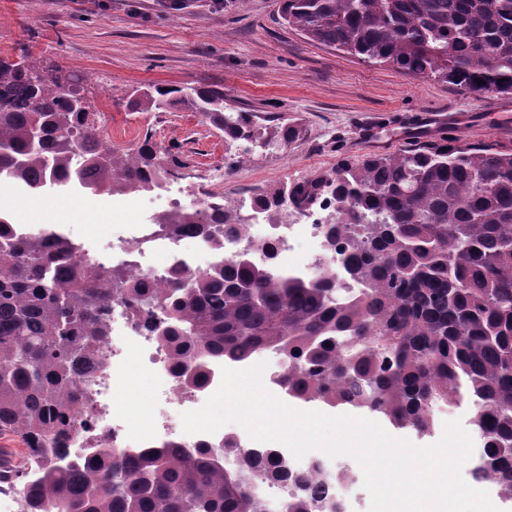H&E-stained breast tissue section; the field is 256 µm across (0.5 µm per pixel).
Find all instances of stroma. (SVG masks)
<instances>
[{
	"instance_id": "35a3bbf8",
	"label": "stroma",
	"mask_w": 512,
	"mask_h": 512,
	"mask_svg": "<svg viewBox=\"0 0 512 512\" xmlns=\"http://www.w3.org/2000/svg\"><path fill=\"white\" fill-rule=\"evenodd\" d=\"M282 2L182 0L173 10L170 0H0V56L94 73L84 95L112 145L130 151L148 141L165 162H177L167 190L186 205L215 193L226 208L247 212L251 197L274 186L316 180L347 159L400 152L411 144L400 130L428 112L463 115V127L445 126V139L512 151V94H466L309 41L283 22ZM155 85L223 90L226 112L251 113L262 126L293 123L301 137L242 154L197 113L130 107L134 91ZM165 209L153 194L55 189L44 197L0 184V210L13 223L56 227L87 243ZM154 391L140 369L114 398L145 425Z\"/></svg>"
}]
</instances>
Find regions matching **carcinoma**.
<instances>
[{
	"label": "carcinoma",
	"instance_id": "1",
	"mask_svg": "<svg viewBox=\"0 0 512 512\" xmlns=\"http://www.w3.org/2000/svg\"><path fill=\"white\" fill-rule=\"evenodd\" d=\"M283 20L309 40L434 76L461 91L512 93V0H285ZM483 84H478L477 79ZM87 76L40 71L0 58V181L27 192L80 187L110 195L152 191L167 173L144 140L123 153L88 122ZM134 110L199 113L244 152L300 138L292 124L258 127L227 114L217 89L135 91ZM338 209L328 240L361 285L336 297L335 279L312 282L233 255L197 276L174 269L153 286L79 258L61 231L14 237L0 212V435L38 459L24 512H268L249 479L288 477L277 450L245 452L231 472L224 452L164 443L135 455L109 448L65 465L59 448L91 405L80 374L104 359L107 314L120 301L171 348L182 384L202 386L213 360L243 361L266 348L288 364V397L354 406L426 432L440 402L468 397L485 457L472 473L512 499V152L493 145L418 142L393 154L345 160L327 177L284 184L253 198L256 210ZM167 235L201 233L224 251L246 233L239 212L216 200L206 213L172 211ZM25 473L8 452L0 479ZM304 481L281 512H310Z\"/></svg>",
	"mask_w": 512,
	"mask_h": 512
}]
</instances>
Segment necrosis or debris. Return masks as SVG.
I'll use <instances>...</instances> for the list:
<instances>
[{"mask_svg": "<svg viewBox=\"0 0 512 512\" xmlns=\"http://www.w3.org/2000/svg\"><path fill=\"white\" fill-rule=\"evenodd\" d=\"M225 248L248 249L251 259L259 265L275 261L285 271L299 276L328 272L336 280L341 297L353 296L358 283L346 278L342 267L327 242L326 227L322 224H292L287 218L268 224L250 220L245 236L228 239ZM219 259L213 245L199 235L177 238L166 235L159 224H116L107 241L98 243L93 260L106 268H120L127 274H144L150 281L161 282L171 270L181 269L187 274L205 272ZM109 334L103 344L106 359L92 365L82 381L92 391L94 402L83 414V429L71 433L65 443L68 457L75 458L96 453L100 449L99 436H107L111 447L127 453L169 441L184 448L196 449L207 445L213 448L233 438L244 451H258L259 442L253 441L243 428H221L213 434H186L182 430V412L202 407L218 388L222 377L221 362L209 365V381L199 388H183L175 374L172 352L162 347L156 337L136 325L130 311L122 305L113 306L108 315ZM148 368L157 386L155 401L159 411L149 428H140L134 419L118 409L113 401L115 383L132 368ZM278 452L288 464L290 479L272 481L262 472H254L253 479L263 494L270 512H279L281 506L298 491V479L313 478L325 484L332 499H339L344 484L340 473L334 472L328 457L320 452L295 459L286 447Z\"/></svg>", "mask_w": 512, "mask_h": 512, "instance_id": "1", "label": "necrosis or debris"}]
</instances>
